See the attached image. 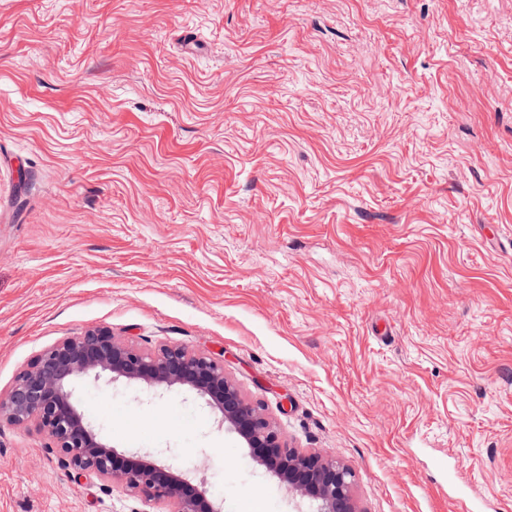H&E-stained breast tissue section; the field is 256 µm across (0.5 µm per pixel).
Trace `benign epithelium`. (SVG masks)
Returning a JSON list of instances; mask_svg holds the SVG:
<instances>
[{
    "label": "benign epithelium",
    "mask_w": 512,
    "mask_h": 512,
    "mask_svg": "<svg viewBox=\"0 0 512 512\" xmlns=\"http://www.w3.org/2000/svg\"><path fill=\"white\" fill-rule=\"evenodd\" d=\"M124 379L150 388H184L220 413V422L238 433L256 462L273 472L289 493L317 504L316 512H357L352 497L355 473L347 466L286 447L278 432L228 379L224 360L179 346L151 353L112 336L105 327L66 336L34 357L9 392L0 396V423L32 426L53 443L67 475L94 474L169 512H223L204 483L137 452L123 454L98 439L73 401L82 378Z\"/></svg>",
    "instance_id": "obj_1"
}]
</instances>
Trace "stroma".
<instances>
[{"mask_svg": "<svg viewBox=\"0 0 512 512\" xmlns=\"http://www.w3.org/2000/svg\"><path fill=\"white\" fill-rule=\"evenodd\" d=\"M223 359L358 512H512V0H0V394L65 336ZM96 432L295 497L188 390ZM0 512H154L0 424Z\"/></svg>", "mask_w": 512, "mask_h": 512, "instance_id": "obj_1", "label": "stroma"}]
</instances>
